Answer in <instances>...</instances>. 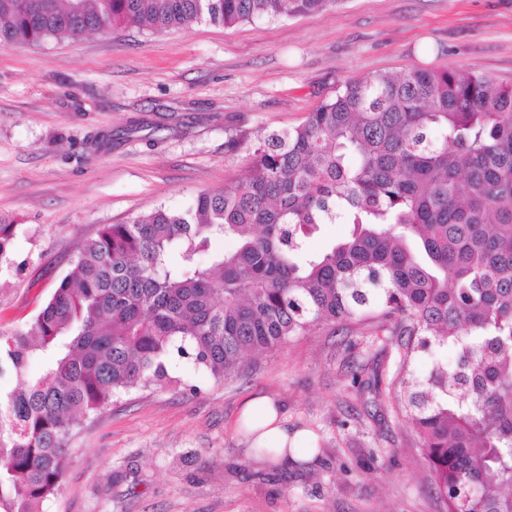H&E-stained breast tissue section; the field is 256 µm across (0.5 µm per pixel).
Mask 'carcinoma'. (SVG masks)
<instances>
[{
	"instance_id": "obj_1",
	"label": "carcinoma",
	"mask_w": 512,
	"mask_h": 512,
	"mask_svg": "<svg viewBox=\"0 0 512 512\" xmlns=\"http://www.w3.org/2000/svg\"><path fill=\"white\" fill-rule=\"evenodd\" d=\"M338 2L0 0V48ZM338 220L348 237L308 252ZM15 233L0 217V267ZM226 238L233 249H212ZM351 323L399 350L396 376L365 388L409 411L447 512H512V86L424 69L348 81L300 125L258 135L233 184L82 242L34 321L0 330V380L14 382L0 389V512H45L79 417L177 384L174 359L222 383L250 354ZM439 349L455 362L410 374Z\"/></svg>"
}]
</instances>
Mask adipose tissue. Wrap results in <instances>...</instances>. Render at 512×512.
<instances>
[{
  "instance_id": "1",
  "label": "adipose tissue",
  "mask_w": 512,
  "mask_h": 512,
  "mask_svg": "<svg viewBox=\"0 0 512 512\" xmlns=\"http://www.w3.org/2000/svg\"><path fill=\"white\" fill-rule=\"evenodd\" d=\"M243 423L259 428L260 434L254 445L275 451V463L286 465L301 458L303 450L297 435L291 434L281 417L279 409L267 398L254 397L247 400L242 411Z\"/></svg>"
}]
</instances>
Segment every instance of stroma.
<instances>
[{"label": "stroma", "mask_w": 512, "mask_h": 512, "mask_svg": "<svg viewBox=\"0 0 512 512\" xmlns=\"http://www.w3.org/2000/svg\"><path fill=\"white\" fill-rule=\"evenodd\" d=\"M445 70L512 84V0H340L327 11L164 33L93 32L0 48V216L18 226L0 329L29 324L80 243L234 183L261 132L302 123L351 78ZM394 347L320 329L215 383L114 399L85 423L46 512H446L406 414L353 376H394ZM277 402L313 456L250 452L243 402Z\"/></svg>", "instance_id": "1"}]
</instances>
